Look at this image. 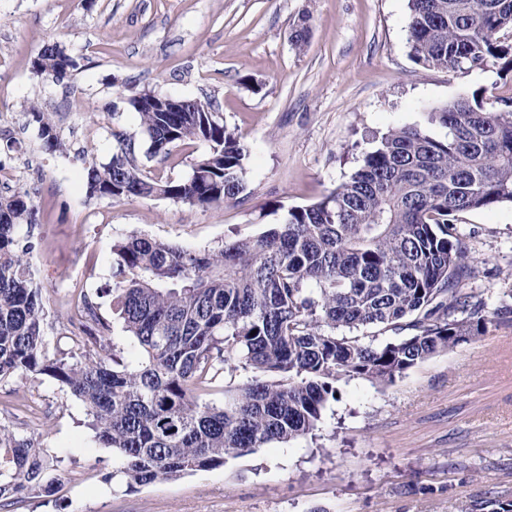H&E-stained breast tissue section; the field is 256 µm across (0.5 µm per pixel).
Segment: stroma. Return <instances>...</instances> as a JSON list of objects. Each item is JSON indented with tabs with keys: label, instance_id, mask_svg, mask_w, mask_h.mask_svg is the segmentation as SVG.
<instances>
[{
	"label": "stroma",
	"instance_id": "1",
	"mask_svg": "<svg viewBox=\"0 0 512 512\" xmlns=\"http://www.w3.org/2000/svg\"><path fill=\"white\" fill-rule=\"evenodd\" d=\"M310 18L303 48L292 31ZM408 0H0V187L38 188V224L19 236L56 342L79 296L95 299L125 363L141 348L112 318V246L131 233L213 248L280 223L347 181L388 130L445 136L430 114L482 90L512 97V71L467 73L416 63ZM58 43L78 66L59 81L32 62ZM210 99L249 150L239 202L189 208L168 199H90L86 150L108 162L115 133L139 135L128 97ZM56 115L71 153L41 147L26 112ZM473 260L467 285L487 309L512 289V204L459 214ZM313 434L229 457L223 467L127 490L115 449L100 444L84 403L45 375L0 382V424L56 458L51 493L11 512H459L512 500V321L440 352L395 383L341 380Z\"/></svg>",
	"mask_w": 512,
	"mask_h": 512
}]
</instances>
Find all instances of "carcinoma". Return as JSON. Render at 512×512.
I'll return each instance as SVG.
<instances>
[{
  "mask_svg": "<svg viewBox=\"0 0 512 512\" xmlns=\"http://www.w3.org/2000/svg\"><path fill=\"white\" fill-rule=\"evenodd\" d=\"M412 58L453 72L512 64V0H408ZM76 60L45 45L33 70L60 79ZM144 142L116 133L105 164L84 161L87 197L147 198L190 207L236 200L248 153L210 101L176 112L140 104ZM42 147L68 150L54 113L32 104ZM448 129L383 134L348 181L321 201L288 210L261 234L189 249L132 234L113 246L112 314L144 353L135 367L109 354V323L86 305L71 352L48 355L44 302L18 229L38 221L27 192L0 194V381L48 375L81 399L98 440L123 460L128 489L224 465L271 442L317 430L337 383L388 385L431 356L485 334L512 306L485 310L461 287L472 277L455 217L512 203V98L484 106L472 93L433 111ZM199 141L208 151L190 177L158 179L138 160ZM256 334H251V331ZM251 376L224 391V407L200 395L226 370ZM52 456L0 424V509L49 489ZM464 512H512L487 498Z\"/></svg>",
  "mask_w": 512,
  "mask_h": 512,
  "instance_id": "cac0c4a2",
  "label": "carcinoma"
}]
</instances>
